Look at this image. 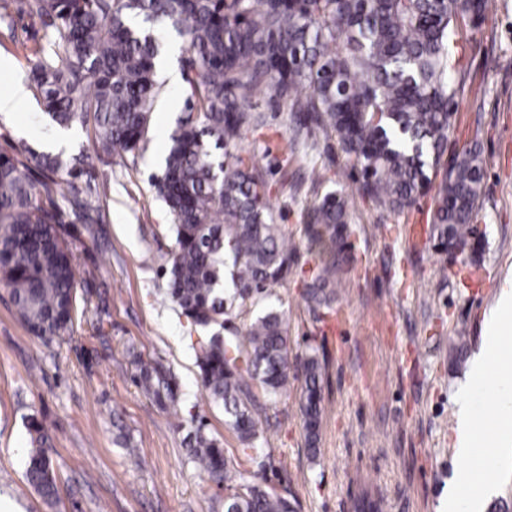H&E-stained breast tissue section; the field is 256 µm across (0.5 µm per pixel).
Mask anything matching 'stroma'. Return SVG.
<instances>
[{
    "mask_svg": "<svg viewBox=\"0 0 512 512\" xmlns=\"http://www.w3.org/2000/svg\"><path fill=\"white\" fill-rule=\"evenodd\" d=\"M156 30L163 87L146 149L135 158L113 155L77 179L80 189L102 191L103 220L90 230L63 226L81 272L70 335L50 344L33 336L0 284V512H224L223 487L186 457L183 439L197 420L245 482L287 497L294 512H352L363 478L384 497L386 512H443L453 474L467 468L512 504V469L485 454L496 437V412L484 389L473 393L479 456L467 463L452 448L455 394L468 380L498 285L512 275V0H495L487 22L459 42L465 85L454 138L479 141L484 167L478 267L413 242L412 225L430 221L432 196L400 215L363 200L357 171L334 136L314 130L283 158V138L295 135L293 114L256 99L265 125L247 132L239 149L254 155L276 219L297 248L291 276L267 302L288 321L292 362L315 346L323 363L318 453L307 449L296 379L276 401L257 398L263 463L243 453L222 408L208 400L187 322L165 295L174 239L151 179L161 172L182 106L181 84L171 76L185 50L169 26ZM42 36L41 22L26 15L0 26V56L10 61L0 71V95L28 75L16 40L32 47ZM56 132L27 96L0 114V151L44 152ZM316 168L323 182L314 181ZM331 190L344 192L352 217L351 262L337 277L333 309L343 322L333 334L303 298L326 259L307 239L304 211ZM462 328L467 337L457 361L451 346ZM140 360L172 374L176 406L160 407L140 388ZM32 416L50 437L59 497L52 507L24 479Z\"/></svg>",
    "mask_w": 512,
    "mask_h": 512,
    "instance_id": "1",
    "label": "stroma"
}]
</instances>
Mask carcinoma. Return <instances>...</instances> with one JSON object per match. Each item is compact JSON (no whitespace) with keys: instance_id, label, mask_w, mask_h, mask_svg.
Listing matches in <instances>:
<instances>
[{"instance_id":"1","label":"carcinoma","mask_w":512,"mask_h":512,"mask_svg":"<svg viewBox=\"0 0 512 512\" xmlns=\"http://www.w3.org/2000/svg\"><path fill=\"white\" fill-rule=\"evenodd\" d=\"M45 25L44 43L18 46L44 114L62 128L92 129L91 153L0 152V280L33 336L62 341L77 314V267L62 235L55 195L68 187L74 219H102L97 197L75 179L114 154L138 157L152 129L161 84V43L152 24L183 39V111L169 135L162 174L152 186L170 218L175 248L166 295L186 319L201 384L224 409L243 450L263 454L251 411L255 391H288V322L262 309L243 331L227 329L237 307L268 295L291 272L296 247L275 223L266 179L237 151L263 125L253 99L286 102L301 128L334 133L360 178L357 192L397 213L434 192V248L473 251L483 162L478 143L448 152L462 90L459 35L482 27L492 0H15ZM45 173L34 184L30 166ZM311 244L329 261L306 291L318 313L336 300V266L348 259V200L329 192L306 210ZM299 412L309 450L321 426L322 364L313 348L302 363ZM140 387L175 401L169 380L148 365ZM25 478L39 496L58 497L42 423H28ZM191 463L232 494L224 512H293L287 498L258 484L233 488L234 464L203 425L186 439Z\"/></svg>"}]
</instances>
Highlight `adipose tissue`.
Returning <instances> with one entry per match:
<instances>
[{"instance_id":"ef3b65f1","label":"adipose tissue","mask_w":512,"mask_h":512,"mask_svg":"<svg viewBox=\"0 0 512 512\" xmlns=\"http://www.w3.org/2000/svg\"><path fill=\"white\" fill-rule=\"evenodd\" d=\"M512 322V276L504 277L499 285L498 300L486 317L485 331L479 351L472 358L471 385L457 391L456 428L453 448L462 460L472 459L479 419L472 407V385L477 381L493 380L490 399L496 408L502 427L512 426V362L502 358L504 328Z\"/></svg>"}]
</instances>
